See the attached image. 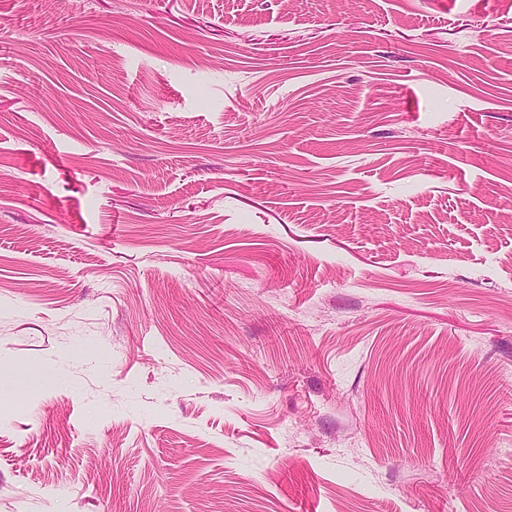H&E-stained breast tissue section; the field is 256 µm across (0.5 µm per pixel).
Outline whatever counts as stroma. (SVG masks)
I'll return each mask as SVG.
<instances>
[{
  "label": "stroma",
  "instance_id": "stroma-1",
  "mask_svg": "<svg viewBox=\"0 0 512 512\" xmlns=\"http://www.w3.org/2000/svg\"><path fill=\"white\" fill-rule=\"evenodd\" d=\"M0 15V512H512V0Z\"/></svg>",
  "mask_w": 512,
  "mask_h": 512
}]
</instances>
